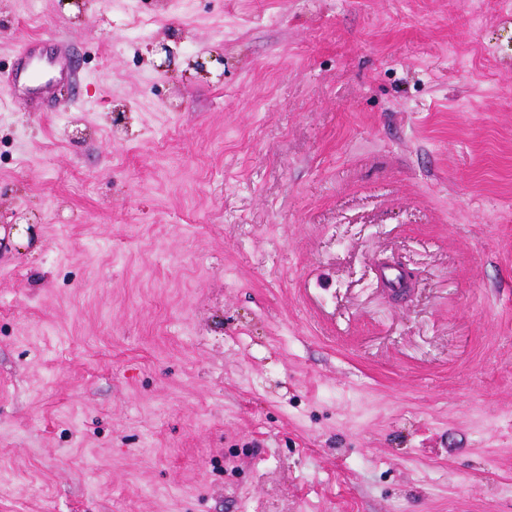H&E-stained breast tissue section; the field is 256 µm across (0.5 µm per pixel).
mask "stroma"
Segmentation results:
<instances>
[{
  "instance_id": "obj_1",
  "label": "stroma",
  "mask_w": 512,
  "mask_h": 512,
  "mask_svg": "<svg viewBox=\"0 0 512 512\" xmlns=\"http://www.w3.org/2000/svg\"><path fill=\"white\" fill-rule=\"evenodd\" d=\"M482 9L0 0V72L25 39L73 71L0 95V512H512Z\"/></svg>"
}]
</instances>
